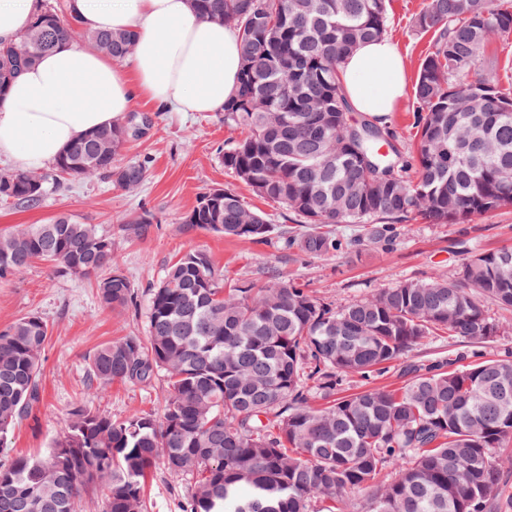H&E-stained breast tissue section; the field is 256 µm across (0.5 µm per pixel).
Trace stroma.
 <instances>
[{
  "instance_id": "obj_1",
  "label": "stroma",
  "mask_w": 512,
  "mask_h": 512,
  "mask_svg": "<svg viewBox=\"0 0 512 512\" xmlns=\"http://www.w3.org/2000/svg\"><path fill=\"white\" fill-rule=\"evenodd\" d=\"M427 2L388 0L387 4L388 36L404 59L410 83L432 44L431 34L415 25ZM133 110L152 120L147 133L120 155L124 162L145 163L147 178L138 189L125 190L100 177L68 178L50 186L39 206L0 203V232L19 224H44L58 216L103 227L112 235L115 266L137 293L129 310L112 311L100 305L94 278L61 277L43 261L33 263L21 277L0 281V329L33 313L42 316L49 329L40 403L16 429L13 454H46L66 430L71 408L80 403L115 417L160 409L166 395L160 377L148 384L116 382L90 396L85 385L87 356L112 339L144 335L149 288L188 249L206 251L226 280L259 285L273 275L303 285L317 298L341 307L408 279L458 270L471 252L512 247L511 208L455 224H396L390 232L391 242L382 245H355L358 225L339 224L331 233L341 241V248L325 258L306 257L285 243L298 229L296 217L256 197L225 168L224 151L238 133L225 125L223 113L175 112L146 100L135 101ZM214 188L233 189L246 208L263 212L275 224L276 233L264 241L207 232L185 234L184 214L201 193ZM141 212L153 217L150 235L126 240L122 224L131 214ZM485 308L500 327L490 341L472 344L432 336L409 353V361L428 365L461 358L474 364L512 358V309L491 302ZM184 492V482L155 468L147 482L144 512H178V497Z\"/></svg>"
}]
</instances>
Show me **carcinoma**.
Here are the masks:
<instances>
[{
  "mask_svg": "<svg viewBox=\"0 0 512 512\" xmlns=\"http://www.w3.org/2000/svg\"><path fill=\"white\" fill-rule=\"evenodd\" d=\"M240 38L236 96L224 123L239 138L224 167L263 199L302 219L286 239L311 257L336 251L327 228L359 224L355 243H379L387 225L452 224L512 206V98L483 69L488 47L512 34V6L496 0H429L416 24L433 33L412 96L416 143L409 164L387 126L349 118L340 66L387 33V0H191ZM67 0L45 3L30 27L0 46V101L21 70L72 39ZM99 53L131 55L130 31H84ZM132 114L71 142L53 162L61 178L104 175L137 189L147 168L115 165L134 139ZM47 193L36 171L0 175V199L35 206ZM142 212L125 238L149 234ZM186 233L263 240L260 211L229 189L202 193ZM112 234L61 216L0 236V280L39 259L61 275L97 277L118 310L135 289L114 275ZM512 307V248L473 254L435 273L336 308L278 279L224 287L209 255L190 249L150 289L146 334L108 341L87 366L90 391L114 381H167L158 413L114 418L71 410L44 456H10L12 438L39 401L48 324L22 317L0 330V512H80L101 492L102 512H140L157 460L187 481L182 512H341L352 491L362 512H487L502 492L499 452L512 441V360L448 371L409 365L393 389L340 395L344 380L380 373L443 332L484 343L499 327L485 301ZM391 471L394 477L387 479Z\"/></svg>",
  "mask_w": 512,
  "mask_h": 512,
  "instance_id": "carcinoma-1",
  "label": "carcinoma"
}]
</instances>
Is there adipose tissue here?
<instances>
[{"label":"adipose tissue","mask_w":512,"mask_h":512,"mask_svg":"<svg viewBox=\"0 0 512 512\" xmlns=\"http://www.w3.org/2000/svg\"><path fill=\"white\" fill-rule=\"evenodd\" d=\"M86 29L137 33L127 63L76 41L44 55L0 101V156L23 170L55 161L75 139L144 99L177 112H219L238 85L236 32L201 18L190 0H71ZM37 0H0V40L14 41ZM351 111L386 119L405 93V66L389 38L360 45L342 65Z\"/></svg>","instance_id":"ef3b65f1"}]
</instances>
